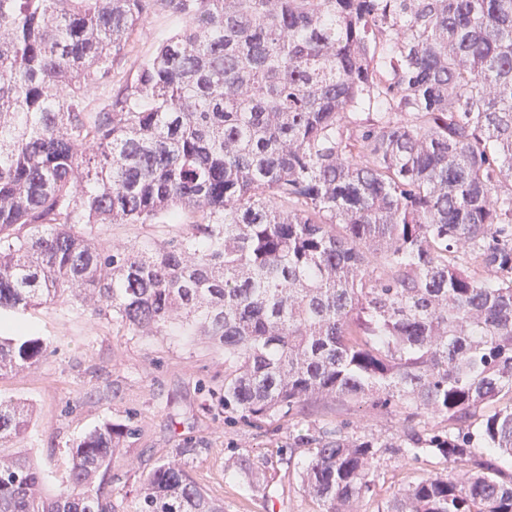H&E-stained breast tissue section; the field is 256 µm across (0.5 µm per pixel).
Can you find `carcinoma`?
Returning <instances> with one entry per match:
<instances>
[{
	"instance_id": "cac0c4a2",
	"label": "carcinoma",
	"mask_w": 512,
	"mask_h": 512,
	"mask_svg": "<svg viewBox=\"0 0 512 512\" xmlns=\"http://www.w3.org/2000/svg\"><path fill=\"white\" fill-rule=\"evenodd\" d=\"M183 26L99 105L150 12ZM197 216L145 245L101 224ZM70 297L224 348V412L316 402L399 417L298 436L320 512H357L381 456L429 473L386 512H512V0H0V310ZM0 338V375L44 357ZM28 404L0 401V445ZM133 434L71 445L70 482L0 451V512H117ZM181 448L139 512H223Z\"/></svg>"
}]
</instances>
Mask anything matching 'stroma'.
Instances as JSON below:
<instances>
[{"label":"stroma","instance_id":"stroma-1","mask_svg":"<svg viewBox=\"0 0 512 512\" xmlns=\"http://www.w3.org/2000/svg\"><path fill=\"white\" fill-rule=\"evenodd\" d=\"M182 25L168 12L147 16L130 40L129 58L115 74L125 80L133 60L152 55ZM192 214L177 223L106 224L103 240L123 245L165 240L179 234ZM27 326L49 353L39 364L0 377V400L22 401L33 408L23 438L10 443L41 469L46 491L69 489L71 444L104 421L127 424V439L112 463L107 486L119 512H137L138 477L174 457L176 449L200 454L189 470L198 485L224 512H320L297 475L307 457L294 437L311 423L359 422L362 430L394 436L396 417L359 412L333 401L310 405L303 420L275 419L250 424L224 412V351L203 336H187L169 327L157 336H141L127 326L92 316L79 302L67 300L27 311L0 312V336L9 325ZM247 458L256 472L240 470ZM443 459L427 455L403 465L382 456L373 496L360 512H384L398 489L428 472H448Z\"/></svg>","mask_w":512,"mask_h":512}]
</instances>
